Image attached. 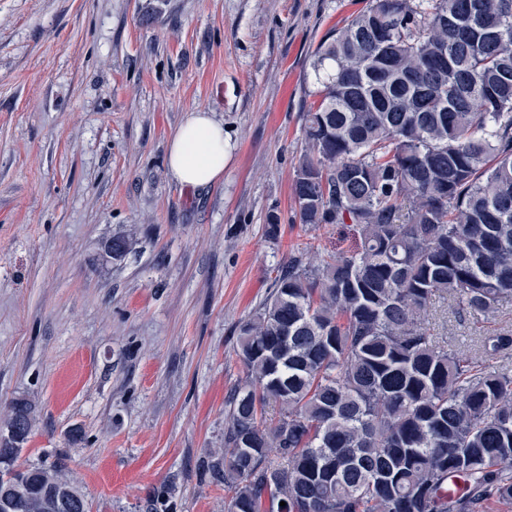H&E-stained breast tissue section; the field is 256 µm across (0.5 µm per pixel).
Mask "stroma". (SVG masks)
Instances as JSON below:
<instances>
[{
  "instance_id": "1",
  "label": "stroma",
  "mask_w": 512,
  "mask_h": 512,
  "mask_svg": "<svg viewBox=\"0 0 512 512\" xmlns=\"http://www.w3.org/2000/svg\"><path fill=\"white\" fill-rule=\"evenodd\" d=\"M372 2L0 0V418L35 406L17 465L68 456L91 512L165 484L173 512H224L199 464L247 379L237 327L289 257L354 245L300 224L293 166L314 51ZM194 109L224 125L214 186L167 165ZM121 235L134 251L107 258ZM499 334L512 306L448 325L463 347Z\"/></svg>"
}]
</instances>
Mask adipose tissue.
<instances>
[{"instance_id": "obj_1", "label": "adipose tissue", "mask_w": 512, "mask_h": 512, "mask_svg": "<svg viewBox=\"0 0 512 512\" xmlns=\"http://www.w3.org/2000/svg\"><path fill=\"white\" fill-rule=\"evenodd\" d=\"M168 167L182 185L203 187L224 176V127L207 110L186 116L169 142Z\"/></svg>"}]
</instances>
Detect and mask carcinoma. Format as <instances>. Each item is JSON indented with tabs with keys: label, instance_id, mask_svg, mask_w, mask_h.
Segmentation results:
<instances>
[{
	"label": "carcinoma",
	"instance_id": "carcinoma-1",
	"mask_svg": "<svg viewBox=\"0 0 512 512\" xmlns=\"http://www.w3.org/2000/svg\"><path fill=\"white\" fill-rule=\"evenodd\" d=\"M301 116L302 224H348L349 254L294 255L238 326L248 384L202 475L226 512H475L512 500V336L481 356L429 328L435 300L512 303V0H375L327 35ZM112 238V260L132 249ZM12 402L0 428L33 426ZM68 458L0 481L27 512H89ZM462 478L465 494H448ZM156 488L143 512H169ZM285 505H280V502Z\"/></svg>",
	"mask_w": 512,
	"mask_h": 512
}]
</instances>
